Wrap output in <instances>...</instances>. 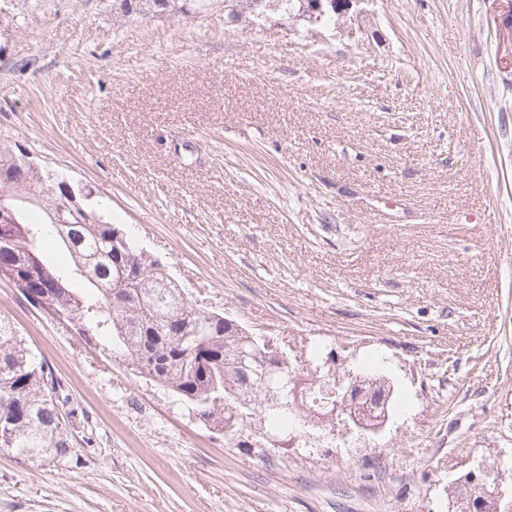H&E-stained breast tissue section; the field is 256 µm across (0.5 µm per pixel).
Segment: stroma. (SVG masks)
I'll use <instances>...</instances> for the list:
<instances>
[{
	"label": "stroma",
	"mask_w": 512,
	"mask_h": 512,
	"mask_svg": "<svg viewBox=\"0 0 512 512\" xmlns=\"http://www.w3.org/2000/svg\"><path fill=\"white\" fill-rule=\"evenodd\" d=\"M511 10L0 11V146L95 189L198 304L285 350L385 358L401 395L379 438L262 450L0 281L71 443L45 466L0 451V512H448L483 461L511 502ZM278 8L275 0H249L245 14H248V23L252 26H264L274 21L272 15L278 13Z\"/></svg>",
	"instance_id": "stroma-1"
}]
</instances>
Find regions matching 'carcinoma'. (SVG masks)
Segmentation results:
<instances>
[{
    "instance_id": "1",
    "label": "carcinoma",
    "mask_w": 512,
    "mask_h": 512,
    "mask_svg": "<svg viewBox=\"0 0 512 512\" xmlns=\"http://www.w3.org/2000/svg\"><path fill=\"white\" fill-rule=\"evenodd\" d=\"M156 2L174 15L205 16L220 0H120V10L144 15ZM28 160L0 149V197L13 172L25 175L32 193L10 201L13 216L0 219L1 280L33 306L73 324L85 339L120 346L137 373L178 396L214 430L234 435L243 428L236 411L244 403L263 413L261 425L272 437L310 416L304 404H289L288 388L300 376L315 377L318 385L308 392L322 398L321 386L331 381L317 372L323 347L310 346L300 367L279 365L270 350L254 361L251 336L228 328L224 313L188 299L165 266L109 222L98 203L76 219L64 209L56 179ZM30 206L43 211L45 222H26ZM47 244L66 250L71 265L51 264ZM351 371L376 394L393 386L376 365ZM269 387L279 394L276 407L263 404ZM63 393L47 362L0 319V450L41 465L65 458L70 445ZM494 491L489 477L463 489L478 498Z\"/></svg>"
}]
</instances>
